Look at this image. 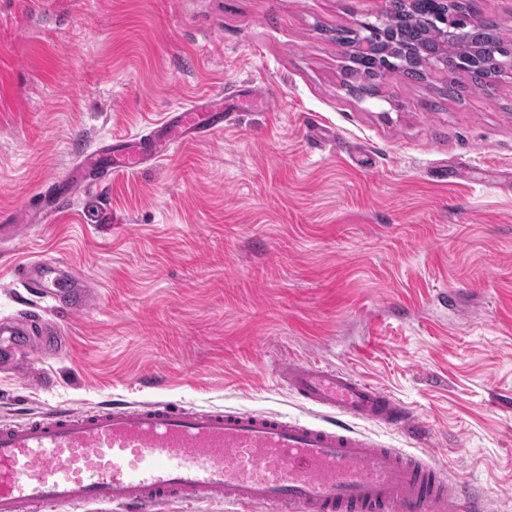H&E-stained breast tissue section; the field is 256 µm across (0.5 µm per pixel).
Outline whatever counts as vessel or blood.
Listing matches in <instances>:
<instances>
[{
    "label": "vessel or blood",
    "instance_id": "1",
    "mask_svg": "<svg viewBox=\"0 0 512 512\" xmlns=\"http://www.w3.org/2000/svg\"><path fill=\"white\" fill-rule=\"evenodd\" d=\"M224 95L215 93L172 112L136 145L106 147L83 158L45 191L39 219L64 208L83 188L106 187L167 148L210 140L224 128ZM25 291L46 302L0 321V367L17 369L31 334L45 353L67 345L62 324L92 301L84 279L61 262L25 267ZM287 389L333 422L318 424L233 407L187 409L169 402L109 404L81 412L55 409L0 423V512H163L199 497L252 512H441L483 499L449 481L431 458L385 448L349 426V419L412 426L413 415L382 388L336 367L297 359L279 370Z\"/></svg>",
    "mask_w": 512,
    "mask_h": 512
}]
</instances>
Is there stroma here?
I'll list each match as a JSON object with an SVG mask.
<instances>
[{"mask_svg":"<svg viewBox=\"0 0 512 512\" xmlns=\"http://www.w3.org/2000/svg\"><path fill=\"white\" fill-rule=\"evenodd\" d=\"M386 0H0V215L113 138L219 91L263 96L211 140L79 191L0 245L94 292L66 349L0 372V421L164 400L303 420L293 359L351 370L419 429L362 422L512 512V80L464 100L386 72L350 95L336 28Z\"/></svg>","mask_w":512,"mask_h":512,"instance_id":"1","label":"stroma"}]
</instances>
